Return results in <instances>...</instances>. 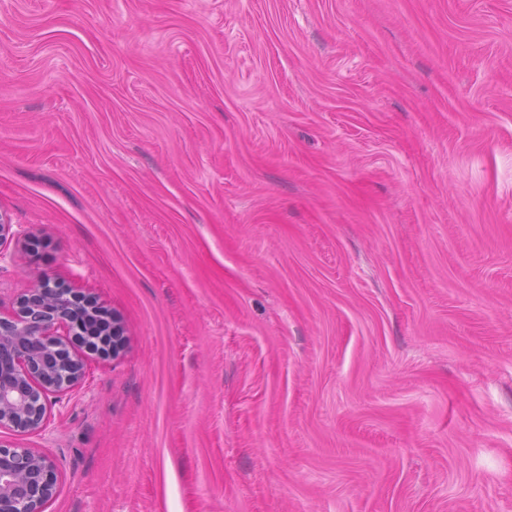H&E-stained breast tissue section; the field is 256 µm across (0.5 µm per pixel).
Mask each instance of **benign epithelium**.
Here are the masks:
<instances>
[{"label":"benign epithelium","mask_w":512,"mask_h":512,"mask_svg":"<svg viewBox=\"0 0 512 512\" xmlns=\"http://www.w3.org/2000/svg\"><path fill=\"white\" fill-rule=\"evenodd\" d=\"M122 318L44 273L0 312V430L47 431L49 406L79 387L86 355L122 357ZM55 461L37 448L0 442V512H46L59 494Z\"/></svg>","instance_id":"obj_1"}]
</instances>
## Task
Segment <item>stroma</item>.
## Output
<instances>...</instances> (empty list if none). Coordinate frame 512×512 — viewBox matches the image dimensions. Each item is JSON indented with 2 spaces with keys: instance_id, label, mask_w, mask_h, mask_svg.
<instances>
[{
  "instance_id": "obj_1",
  "label": "stroma",
  "mask_w": 512,
  "mask_h": 512,
  "mask_svg": "<svg viewBox=\"0 0 512 512\" xmlns=\"http://www.w3.org/2000/svg\"><path fill=\"white\" fill-rule=\"evenodd\" d=\"M0 213L127 329L46 512H512V0H0Z\"/></svg>"
}]
</instances>
